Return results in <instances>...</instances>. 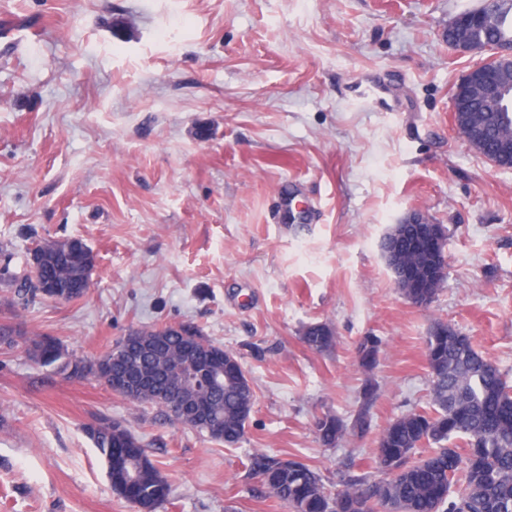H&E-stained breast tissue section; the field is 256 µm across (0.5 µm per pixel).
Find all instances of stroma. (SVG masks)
<instances>
[{"instance_id":"obj_1","label":"stroma","mask_w":512,"mask_h":512,"mask_svg":"<svg viewBox=\"0 0 512 512\" xmlns=\"http://www.w3.org/2000/svg\"><path fill=\"white\" fill-rule=\"evenodd\" d=\"M481 0H0V512H134L83 426L140 438L172 486L159 512H289L248 475L263 451L330 488L369 471L377 436L425 404L436 323L473 336L512 381V169L455 132L451 94L480 61L448 45ZM449 230L426 308L394 285L388 227ZM82 240L87 295L14 303L45 239ZM336 346L310 350L312 324ZM155 324L240 359L256 401L228 446L94 378L33 362L35 335L94 359ZM382 340L370 427L352 422L356 350ZM302 342L311 350L326 352L331 350L336 342L333 329L326 323L308 326L301 336ZM346 431L344 420L333 414H325L315 421L316 436L325 447H335Z\"/></svg>"}]
</instances>
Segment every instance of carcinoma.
I'll return each mask as SVG.
<instances>
[{
    "instance_id": "carcinoma-1",
    "label": "carcinoma",
    "mask_w": 512,
    "mask_h": 512,
    "mask_svg": "<svg viewBox=\"0 0 512 512\" xmlns=\"http://www.w3.org/2000/svg\"><path fill=\"white\" fill-rule=\"evenodd\" d=\"M486 8L495 22L473 27L474 35L489 43L512 41V0H486ZM497 131L492 112L483 151L505 166L498 154ZM380 248L393 273L405 263L417 264L422 287L402 282L399 291L410 303L429 306L441 283L428 279L429 257L418 252L412 226L390 227ZM31 264L42 287L23 282L18 295L72 301L90 286L94 255L79 239H47L34 248ZM138 332L159 341L149 347L118 343L105 358L86 360L54 338L39 336L30 340L27 352L39 364L55 365L72 377L92 376L116 394L153 405L167 417L169 411L155 400L144 379L151 375L160 380L175 366L189 385L184 397L193 411L184 425L226 445L243 440L255 394L238 357L192 327L154 325ZM301 340L314 351L326 352L336 337L329 325L317 323L303 331ZM381 344L371 335L359 343L357 364L364 374L375 368ZM425 358L430 378L427 407L396 418L377 437L373 464L380 478L364 473L333 490L316 467L265 452L249 455L247 472L263 477L269 493L288 504L290 512H512V388L471 337L447 324L438 323L430 331ZM374 398V384L368 379L353 430L368 427ZM346 431L344 420L333 414L315 421L316 436L325 447L336 446ZM86 434L104 459L112 489L137 512H157L168 501L170 482L135 434L107 418L86 424ZM454 439L463 446L448 445Z\"/></svg>"
}]
</instances>
